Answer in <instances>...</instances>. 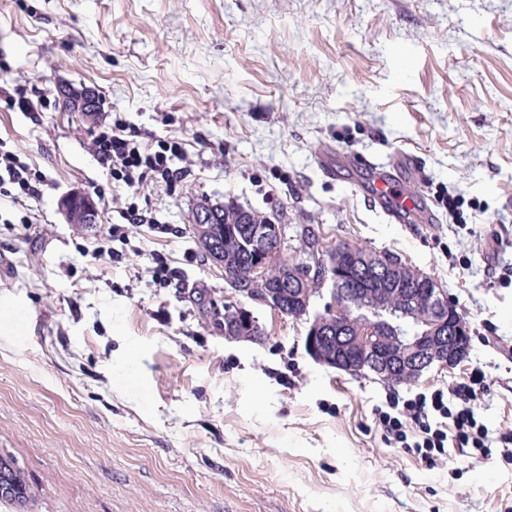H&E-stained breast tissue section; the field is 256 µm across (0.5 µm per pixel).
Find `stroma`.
I'll return each mask as SVG.
<instances>
[{
    "label": "stroma",
    "instance_id": "35a3bbf8",
    "mask_svg": "<svg viewBox=\"0 0 512 512\" xmlns=\"http://www.w3.org/2000/svg\"><path fill=\"white\" fill-rule=\"evenodd\" d=\"M65 86L99 112L71 111ZM116 112L143 144L181 139L188 175L137 196L167 233L129 229L105 254L129 191L91 146ZM0 141L41 177L38 195H0V296L17 308L0 314V456L30 485L27 512L512 506L500 449L422 462L372 424L386 382L306 353L328 289L300 318L251 304L264 337L225 338L216 312L235 291L191 225L199 199L230 202L430 275L470 354L413 390L486 366L481 419L512 431V0H0ZM400 149L425 171L401 187L436 223H389L317 166ZM96 191L93 223H68L62 199Z\"/></svg>",
    "mask_w": 512,
    "mask_h": 512
}]
</instances>
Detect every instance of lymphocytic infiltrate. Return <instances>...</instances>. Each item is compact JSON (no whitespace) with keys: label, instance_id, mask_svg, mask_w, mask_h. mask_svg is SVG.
Returning <instances> with one entry per match:
<instances>
[{"label":"lymphocytic infiltrate","instance_id":"lymphocytic-infiltrate-1","mask_svg":"<svg viewBox=\"0 0 512 512\" xmlns=\"http://www.w3.org/2000/svg\"><path fill=\"white\" fill-rule=\"evenodd\" d=\"M93 153L105 163L113 181L139 192L145 180H153L167 191H175L185 170L187 154L181 139L155 137L143 146L139 133L122 116L93 140ZM491 377L483 367H473L465 382L417 391L403 396L387 391L384 403L372 409L373 424L385 441L411 452L423 462L436 463L448 450L478 459L486 457L492 444L504 447L503 462L512 465V433L491 437L476 412V404L488 394Z\"/></svg>","mask_w":512,"mask_h":512}]
</instances>
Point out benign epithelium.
Masks as SVG:
<instances>
[{
  "label": "benign epithelium",
  "mask_w": 512,
  "mask_h": 512,
  "mask_svg": "<svg viewBox=\"0 0 512 512\" xmlns=\"http://www.w3.org/2000/svg\"><path fill=\"white\" fill-rule=\"evenodd\" d=\"M285 228L272 225L271 229L249 240L246 249L258 255L249 273L262 275L267 269L281 263L285 243ZM358 271L372 269L380 275L379 294H389L406 279H421L425 285L423 302L396 317L378 316L364 321L361 328L352 327L353 301L331 292L329 313L316 315L305 339L308 355L317 363L349 374L369 367L381 378H407L419 380L432 367L452 370L464 362L469 354V326L446 291L431 277L404 263H393L380 255L357 256ZM329 255L323 251L313 253L291 273L286 285L288 298L302 305L307 313L310 299L297 288L302 273L310 268L329 269ZM283 289L254 297L258 302L283 315ZM399 336L401 348L387 350L392 336Z\"/></svg>",
  "instance_id": "7a95c632"
}]
</instances>
